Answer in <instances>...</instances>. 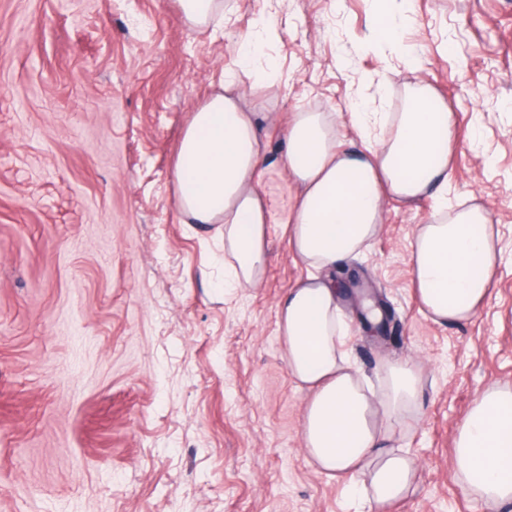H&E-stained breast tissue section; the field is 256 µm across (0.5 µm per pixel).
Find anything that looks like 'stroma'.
I'll return each instance as SVG.
<instances>
[{"label":"stroma","instance_id":"1","mask_svg":"<svg viewBox=\"0 0 512 512\" xmlns=\"http://www.w3.org/2000/svg\"><path fill=\"white\" fill-rule=\"evenodd\" d=\"M187 23L179 0H0V512H370L303 450L307 390L288 375L277 303L303 274L279 226L256 288L222 289L224 227L180 223L175 163L192 112L238 72L261 122L264 189L296 193L292 112H400L423 80L454 114L448 204L498 226L490 297L469 323L421 308L409 246L436 207L387 202L342 273L387 306L353 319L369 379L413 358L421 411L396 448L414 494L383 512H512L465 495L452 467L476 396L512 384V0H413L388 15L409 55L368 43L375 0H221Z\"/></svg>","mask_w":512,"mask_h":512}]
</instances>
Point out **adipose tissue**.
<instances>
[{
    "mask_svg": "<svg viewBox=\"0 0 512 512\" xmlns=\"http://www.w3.org/2000/svg\"><path fill=\"white\" fill-rule=\"evenodd\" d=\"M236 76L191 115L176 162V206L184 224L224 227V285H258L266 272L269 228L279 224L306 274L277 306L288 373L306 388L302 436L317 470L346 479L354 495L383 507L414 489L416 464L391 448L415 416L423 392L412 359L382 361L381 393L344 350L349 328L329 271L359 255L381 229L388 201L448 194L453 115L434 90L410 87L404 111L355 106L350 123L362 147L342 148L337 112L293 113L283 136L284 169L296 187L282 208L261 190L260 120L242 103ZM497 231L474 204L438 212L419 225L410 259L419 301L438 324H462L485 305L496 270ZM453 467L464 493L512 503V387L483 391L461 422Z\"/></svg>",
    "mask_w": 512,
    "mask_h": 512,
    "instance_id": "ef3b65f1",
    "label": "adipose tissue"
}]
</instances>
